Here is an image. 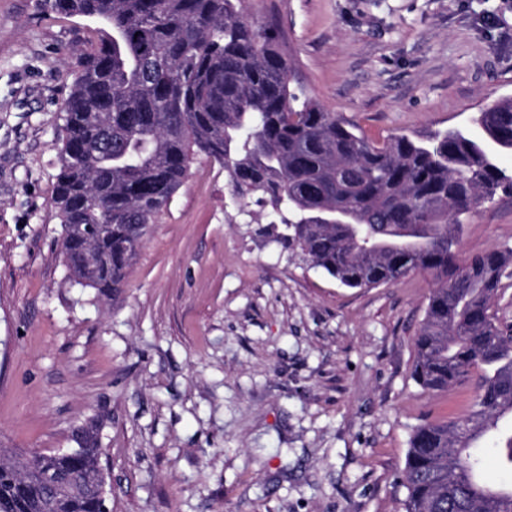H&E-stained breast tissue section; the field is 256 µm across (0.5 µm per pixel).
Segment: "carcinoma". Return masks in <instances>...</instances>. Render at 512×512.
I'll return each instance as SVG.
<instances>
[{
    "mask_svg": "<svg viewBox=\"0 0 512 512\" xmlns=\"http://www.w3.org/2000/svg\"><path fill=\"white\" fill-rule=\"evenodd\" d=\"M96 24L62 107L51 207L71 279L109 296L123 287L151 224L194 158L224 167L234 192L259 195L285 244L345 288L392 285L412 270L438 280L414 339L412 379L446 392L476 373L469 410L410 435L406 512H512V329L490 309L512 278V248L464 257V221L512 195V98L464 126L369 138L292 83L272 23L241 0H47ZM347 224H322L336 212ZM69 452L0 448V512H107L93 428Z\"/></svg>",
    "mask_w": 512,
    "mask_h": 512,
    "instance_id": "obj_1",
    "label": "carcinoma"
}]
</instances>
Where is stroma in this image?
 I'll return each instance as SVG.
<instances>
[{
  "mask_svg": "<svg viewBox=\"0 0 512 512\" xmlns=\"http://www.w3.org/2000/svg\"><path fill=\"white\" fill-rule=\"evenodd\" d=\"M241 13L274 21L309 96L378 140L512 97V0H243ZM91 28L0 0V448L63 452L94 425L109 512H405L413 428L474 397L411 377L430 276L340 287L199 156L117 294L68 280L50 201ZM494 247L512 248V197L465 223L464 254Z\"/></svg>",
  "mask_w": 512,
  "mask_h": 512,
  "instance_id": "stroma-1",
  "label": "stroma"
}]
</instances>
